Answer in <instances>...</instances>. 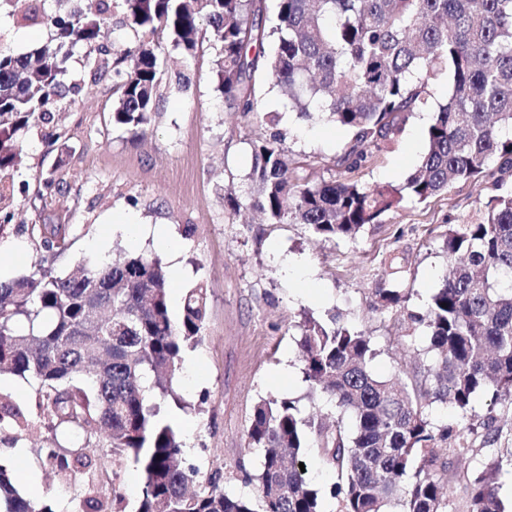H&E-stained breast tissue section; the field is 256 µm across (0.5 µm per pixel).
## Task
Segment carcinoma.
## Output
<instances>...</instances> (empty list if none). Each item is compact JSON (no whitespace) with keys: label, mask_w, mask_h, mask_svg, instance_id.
Masks as SVG:
<instances>
[{"label":"carcinoma","mask_w":512,"mask_h":512,"mask_svg":"<svg viewBox=\"0 0 512 512\" xmlns=\"http://www.w3.org/2000/svg\"><path fill=\"white\" fill-rule=\"evenodd\" d=\"M17 25L41 24L49 42L15 55L0 49V223L15 192L24 141L73 100L107 79L112 125L144 137L160 98L167 57L156 40L193 58L201 25L209 28L214 81L228 107L273 128L252 142L248 205L269 224H305L317 237L356 239L404 199L419 203L456 184L476 183L497 168L498 193L477 222L454 224L444 246L448 273L424 312H407L403 339L424 328L427 345L412 372L375 376L371 337L338 317L305 315L299 360L306 397L327 398L329 424L302 416L299 399L270 396L255 406L248 446L262 450L258 502L224 491L216 470L199 481L186 465L180 430L167 418L183 353L202 336L207 288L185 289L182 312L169 309V280L157 258L126 253L79 274L42 267L0 281V374L35 381L36 416L125 457L142 471L136 512H323L325 494L299 464L309 449L336 472L328 494L337 512H505L498 484L512 468V448H497L495 418L482 421L488 447L474 448L473 403L481 393L512 405V0H277V23L265 25L266 0H86L78 12L47 14L46 0H3ZM144 39L116 50L101 40L115 13ZM86 48L89 81L67 83L73 48ZM278 87L289 108L312 120L325 114L351 138L336 157L341 176L311 181L283 146L277 111L255 96L257 79ZM448 83L445 102L434 85ZM415 112H431L426 151L400 185H360L346 177L392 144ZM57 173L39 179L36 198L60 189ZM31 239L54 255L69 246L68 225H33ZM392 307L410 294L378 289ZM449 405L455 420L434 424L427 409ZM31 412L0 394V431L15 434ZM87 445L42 448L43 467L86 487L82 512H111L112 477ZM467 489L450 498L448 473ZM0 512H53L18 488L0 464Z\"/></svg>","instance_id":"1"}]
</instances>
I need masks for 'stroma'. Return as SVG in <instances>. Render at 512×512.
I'll return each mask as SVG.
<instances>
[{
	"mask_svg": "<svg viewBox=\"0 0 512 512\" xmlns=\"http://www.w3.org/2000/svg\"><path fill=\"white\" fill-rule=\"evenodd\" d=\"M47 37L46 28L18 26L8 12H0V44L12 53H26ZM213 56L205 47L185 63L171 52L144 139L113 127L112 99L96 91L64 104L53 124L33 129L16 181L26 182L33 193L40 175L58 167L63 187L33 209L25 197H16L15 217L0 238L19 251L7 271L12 278L29 275L40 258L30 238L36 223L74 229L69 248L52 262L61 275L122 251L179 267L182 275L170 293L175 318L185 288L206 284L208 320L199 344L183 355L174 384L181 403L171 407L170 416L185 441L187 463L203 476L221 470L226 493L254 499L258 490L244 482L243 473L256 470L262 460L261 449L246 441L256 404L271 394L287 395L299 399L304 414L316 410L303 397L297 340L304 314L321 319L337 314L342 323L371 336L375 375L408 372L425 344L424 332L416 330L412 343L402 342V314L384 307L379 291L410 289V310L424 311L448 269L443 242L449 225L480 219L479 202L493 190L486 178L453 186L424 203L404 201L353 240L317 239L303 224H265L250 210L231 217L225 197H244L252 142L266 128L227 108L212 76ZM256 94L266 109L279 112L278 129L290 154L314 156L315 178L336 176V156L349 131L325 119H298L270 82L258 83ZM430 122L427 112L410 117L398 139L352 172V180L364 186L402 183L425 152ZM57 125L68 133L66 144L47 139ZM126 217L149 229H168L179 244L177 254L160 251L149 235L131 242L120 227ZM397 255L405 266L395 276L390 260ZM287 256L303 260L306 281L285 274L281 261ZM71 445L36 422L16 439L0 433V463L12 469L18 485L34 476L38 501L51 504L54 512H80L81 489L49 475L37 454L41 448ZM111 470L120 493L113 512H135L141 470L118 457Z\"/></svg>",
	"mask_w": 512,
	"mask_h": 512,
	"instance_id": "obj_1",
	"label": "stroma"
}]
</instances>
